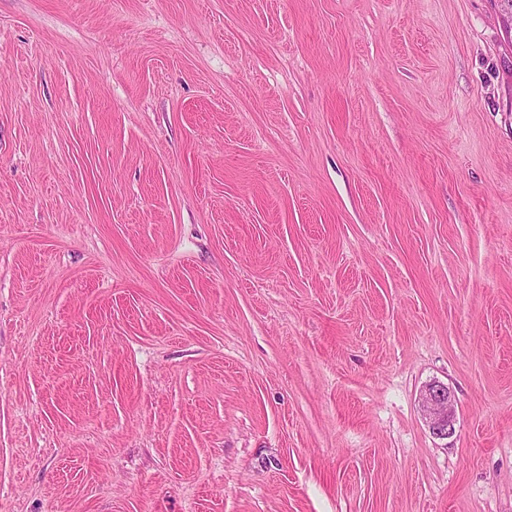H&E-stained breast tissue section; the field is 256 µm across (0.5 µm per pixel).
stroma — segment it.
<instances>
[{"instance_id": "1", "label": "stroma", "mask_w": 512, "mask_h": 512, "mask_svg": "<svg viewBox=\"0 0 512 512\" xmlns=\"http://www.w3.org/2000/svg\"><path fill=\"white\" fill-rule=\"evenodd\" d=\"M0 512H512L496 0H0ZM422 407L432 433L447 437L454 431V398L447 385L429 384L422 394Z\"/></svg>"}]
</instances>
